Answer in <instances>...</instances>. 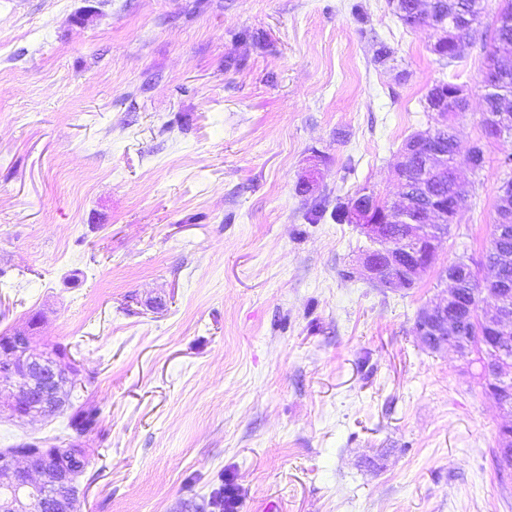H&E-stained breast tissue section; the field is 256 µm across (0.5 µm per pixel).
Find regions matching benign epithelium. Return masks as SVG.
Returning a JSON list of instances; mask_svg holds the SVG:
<instances>
[{"label":"benign epithelium","instance_id":"benign-epithelium-1","mask_svg":"<svg viewBox=\"0 0 512 512\" xmlns=\"http://www.w3.org/2000/svg\"><path fill=\"white\" fill-rule=\"evenodd\" d=\"M426 0H418L414 12L420 20L428 23L437 32L435 44L454 39L458 26L468 19L434 22L424 7ZM434 103L430 111L443 122L420 131L413 136L411 144L396 157L394 174L404 191H409L406 169L416 150L424 149L429 160L425 163L420 179L425 196L424 206L417 217L407 214L408 200L400 204L380 197L373 201H361L352 196L344 204L348 223L354 225L374 248L360 257L356 273L380 288H401L407 283H417L437 259L438 247L448 236V222L456 215L448 212L441 194L434 192L433 176L441 169L437 164L443 153L434 139L435 131L448 128V116L467 110L468 96L464 86H448L438 80L432 86ZM406 224V238L412 249L402 254L392 226ZM491 275L481 278L473 269H468V281H479L483 285H494L491 298L483 301L476 298L481 326L480 343L488 342L493 351L483 361L484 384L489 396L502 404V410L512 412V377L503 373L506 364L512 362V279L507 269L500 265L487 264ZM450 288L440 290L436 298L423 307L415 323V336L419 343L434 352L453 348L461 355L473 347L471 337L464 335L461 318L454 307L461 301L457 276L448 274V268L440 272ZM78 374L74 366L59 364L48 350H36L32 341V329L20 327L0 337V379L15 388L8 398L0 399V411L7 410L9 416L19 421L46 418L51 412L66 405L65 381ZM86 449L75 439L68 445L47 449H19L0 457V485L10 488V495L0 498V512H31L33 499H38L42 512H71L70 501L79 494L77 470L84 463ZM497 465L499 470L512 474V429L504 427L497 439Z\"/></svg>","mask_w":512,"mask_h":512}]
</instances>
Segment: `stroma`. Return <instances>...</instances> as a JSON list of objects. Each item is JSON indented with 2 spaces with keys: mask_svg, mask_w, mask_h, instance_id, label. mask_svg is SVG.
I'll return each instance as SVG.
<instances>
[{
  "mask_svg": "<svg viewBox=\"0 0 512 512\" xmlns=\"http://www.w3.org/2000/svg\"><path fill=\"white\" fill-rule=\"evenodd\" d=\"M496 14L448 65L390 0H0V334L39 315L103 409L80 512H218L219 491L230 512H512V415L478 363L415 336L512 176V139L483 133ZM440 79L469 93L465 204L436 267L379 288L352 273L369 240L307 215L398 200ZM67 421L0 415V448ZM497 465L502 474H512V430L511 426L500 430L497 439Z\"/></svg>",
  "mask_w": 512,
  "mask_h": 512,
  "instance_id": "stroma-1",
  "label": "stroma"
}]
</instances>
